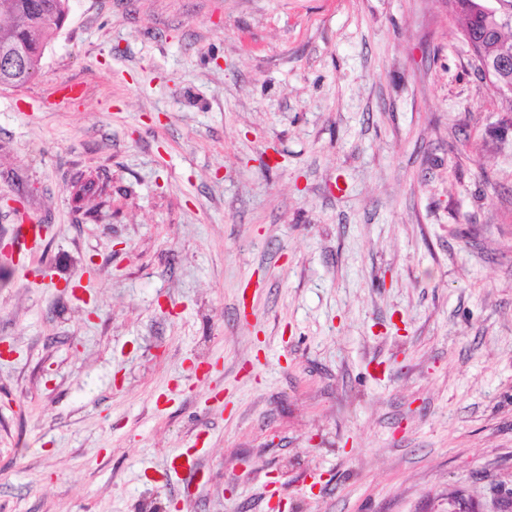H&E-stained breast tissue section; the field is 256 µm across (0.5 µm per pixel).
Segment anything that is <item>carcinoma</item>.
<instances>
[{
  "label": "carcinoma",
  "mask_w": 512,
  "mask_h": 512,
  "mask_svg": "<svg viewBox=\"0 0 512 512\" xmlns=\"http://www.w3.org/2000/svg\"><path fill=\"white\" fill-rule=\"evenodd\" d=\"M69 12L70 0H0V50L16 46L32 68L19 79L2 71L0 83L17 88L36 75L48 44L64 27ZM455 16L462 22V34L482 44L484 61H512V0H500L492 16L465 11H457Z\"/></svg>",
  "instance_id": "obj_1"
}]
</instances>
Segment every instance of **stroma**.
Returning a JSON list of instances; mask_svg holds the SVG:
<instances>
[{
	"mask_svg": "<svg viewBox=\"0 0 512 512\" xmlns=\"http://www.w3.org/2000/svg\"><path fill=\"white\" fill-rule=\"evenodd\" d=\"M70 5L0 89V512H512V127L448 0Z\"/></svg>",
	"mask_w": 512,
	"mask_h": 512,
	"instance_id": "35a3bbf8",
	"label": "stroma"
}]
</instances>
